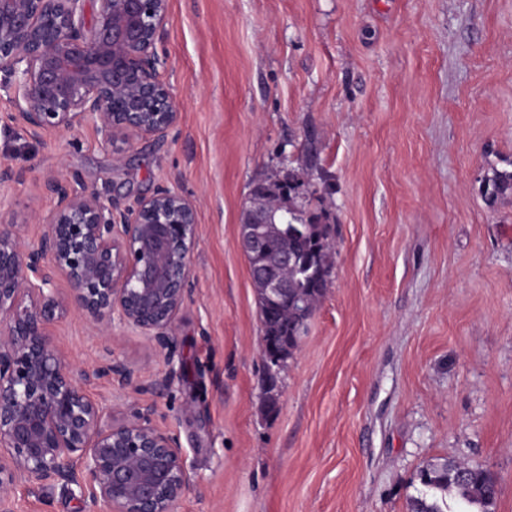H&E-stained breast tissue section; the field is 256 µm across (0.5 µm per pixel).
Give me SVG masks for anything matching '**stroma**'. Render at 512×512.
Returning <instances> with one entry per match:
<instances>
[{
	"instance_id": "stroma-1",
	"label": "stroma",
	"mask_w": 512,
	"mask_h": 512,
	"mask_svg": "<svg viewBox=\"0 0 512 512\" xmlns=\"http://www.w3.org/2000/svg\"><path fill=\"white\" fill-rule=\"evenodd\" d=\"M181 112L166 137L132 138L122 163L93 122L35 138L0 90V228L43 227L63 174L123 203L164 185L191 197L198 241L169 348L73 308L54 331L87 381L179 443L178 512H407L427 460L494 472L512 512V0H169L158 45ZM313 152L336 242L326 293L275 381L237 247L254 182ZM16 512H96L38 481Z\"/></svg>"
}]
</instances>
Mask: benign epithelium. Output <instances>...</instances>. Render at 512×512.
Masks as SVG:
<instances>
[{"instance_id":"7a95c632","label":"benign epithelium","mask_w":512,"mask_h":512,"mask_svg":"<svg viewBox=\"0 0 512 512\" xmlns=\"http://www.w3.org/2000/svg\"><path fill=\"white\" fill-rule=\"evenodd\" d=\"M167 15L168 0H0V75L25 131L38 137L91 119L117 163L130 136H164L180 119L159 71ZM44 187L56 203L37 240L0 229V512H15L14 489L29 480L74 485L106 512H177L188 484L178 443L141 412L104 424L81 381L125 383L130 372L108 361L77 374L60 357L53 326L67 309L55 281L66 277L97 329L117 317L167 345L188 291L196 203L166 186L124 207L67 177ZM299 194L259 180L238 224L262 293L297 315L290 334L262 336L270 380L311 313L286 275L299 257L278 242Z\"/></svg>"}]
</instances>
